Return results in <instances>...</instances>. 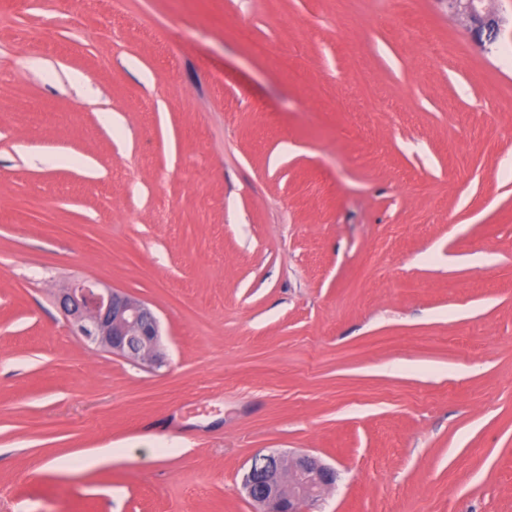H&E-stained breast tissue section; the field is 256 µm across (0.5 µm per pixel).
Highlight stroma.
I'll use <instances>...</instances> for the list:
<instances>
[{"label": "stroma", "instance_id": "stroma-1", "mask_svg": "<svg viewBox=\"0 0 512 512\" xmlns=\"http://www.w3.org/2000/svg\"><path fill=\"white\" fill-rule=\"evenodd\" d=\"M511 162L448 0H0V512H255L272 451L338 472L305 512H512ZM83 278L164 366L71 332ZM58 305L71 329L90 343L129 361L161 367L160 323L142 299L92 279L62 288Z\"/></svg>", "mask_w": 512, "mask_h": 512}]
</instances>
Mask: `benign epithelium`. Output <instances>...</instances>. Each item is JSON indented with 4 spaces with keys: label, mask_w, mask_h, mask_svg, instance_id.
I'll list each match as a JSON object with an SVG mask.
<instances>
[{
    "label": "benign epithelium",
    "mask_w": 512,
    "mask_h": 512,
    "mask_svg": "<svg viewBox=\"0 0 512 512\" xmlns=\"http://www.w3.org/2000/svg\"><path fill=\"white\" fill-rule=\"evenodd\" d=\"M448 8L478 43L497 37L508 19L485 0H448ZM58 305L71 329L90 343L132 362L160 367V323L142 299L92 279L75 280L61 289ZM336 470L310 454L285 458L268 453L254 459L243 480L248 498L260 512H302L336 481Z\"/></svg>",
    "instance_id": "obj_1"
}]
</instances>
